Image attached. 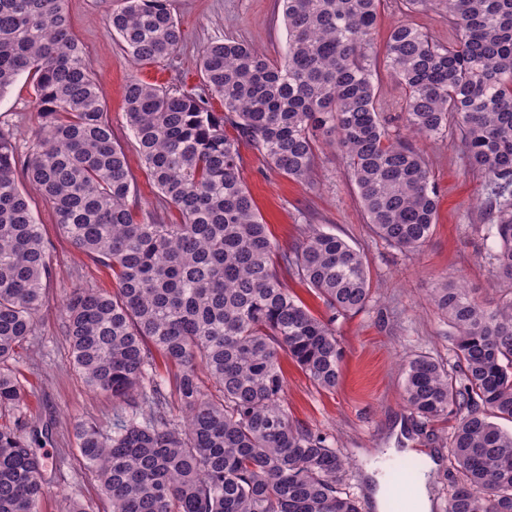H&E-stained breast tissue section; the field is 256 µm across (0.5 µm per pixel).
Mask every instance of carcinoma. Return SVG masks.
Returning a JSON list of instances; mask_svg holds the SVG:
<instances>
[{
	"label": "carcinoma",
	"mask_w": 512,
	"mask_h": 512,
	"mask_svg": "<svg viewBox=\"0 0 512 512\" xmlns=\"http://www.w3.org/2000/svg\"><path fill=\"white\" fill-rule=\"evenodd\" d=\"M284 62L226 39L203 48L201 86L129 80L124 111L161 200L180 222L139 214L134 178L64 0H0V97L34 78L43 124L24 174L78 251L112 272L115 289L76 288L64 302L70 363L118 403L112 422L75 424L84 467L110 512H361L344 488L347 461L329 437L291 415L281 358L319 389L339 383L336 319L371 295L362 253L311 228L291 249L272 242L240 176L248 144L293 180L315 165L319 137L345 156L363 213L387 243L416 251L439 196L423 153L391 138L376 98V62L404 89L401 113L421 140L459 131L493 214L496 279L512 284V0H403L448 15L456 40L410 23L383 50L372 37L382 0H281ZM113 34L135 63L170 58L185 34L170 0H118ZM224 111L212 107V99ZM13 131L0 128V512H38L50 457L5 416L23 402L5 368L47 302L49 251L16 178ZM296 278L326 307L315 315ZM457 367L406 360L404 394L428 421L455 415L448 459L459 477L447 512H512V292L484 308L463 288H437ZM176 371L162 375L155 355ZM206 372L220 395L207 394Z\"/></svg>",
	"instance_id": "1"
}]
</instances>
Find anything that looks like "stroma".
Segmentation results:
<instances>
[{"mask_svg":"<svg viewBox=\"0 0 512 512\" xmlns=\"http://www.w3.org/2000/svg\"><path fill=\"white\" fill-rule=\"evenodd\" d=\"M171 4L185 41L169 59L141 65L131 63L112 33L113 0L65 2L72 34L85 50L114 138L126 152L141 212L156 207L158 190L127 124L126 82L135 76L173 89L199 86L202 48L224 39L246 42L278 63L287 51L280 0H171ZM401 22L417 25L442 44L453 36L443 13H409L402 0H385L373 31L376 46H383L392 27ZM41 124L32 79L21 75L0 98V128L14 129L23 151ZM419 147L439 191V207L431 236L414 252L390 246L367 224L346 178V160L336 148L319 143L315 167L303 182L280 174L251 146L241 148V177L274 242L292 247L310 226L323 225L359 249L367 261L371 285L367 306L336 321L345 351L336 389H318L291 361L282 363L293 415L326 434L346 457V482L360 498L362 512H376L370 490L373 464L430 460L436 464L433 512H446L452 478L451 425L411 414L404 400L401 360L427 353L455 365L452 330L431 300L442 283L464 285L470 297L487 308L495 307L512 287L494 278L488 250L491 225L483 206L486 195L481 178L467 165L457 133L420 142ZM32 207L48 245L52 276L46 283L48 301L36 333L19 348L12 366L24 389L21 420L52 432L47 450L54 462L46 474L39 512H70L76 500L83 501L88 512H106L95 476L80 461L72 426L79 420H111L112 398L91 391L70 365L62 301L76 288L111 290L112 276L71 246L51 206L40 196H33Z\"/></svg>","mask_w":512,"mask_h":512,"instance_id":"obj_1","label":"stroma"}]
</instances>
